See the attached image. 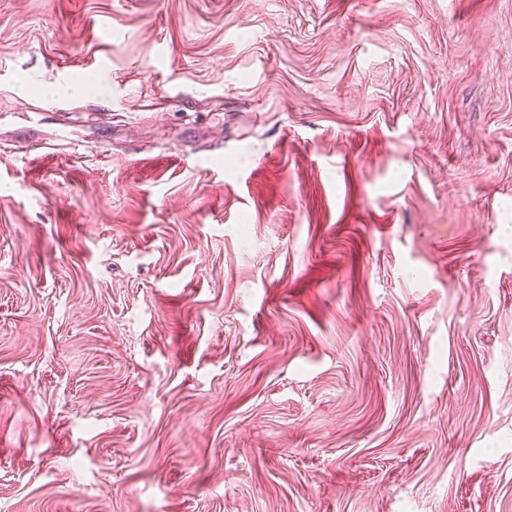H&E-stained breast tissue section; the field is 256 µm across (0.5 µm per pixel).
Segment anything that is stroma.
Returning a JSON list of instances; mask_svg holds the SVG:
<instances>
[{"mask_svg":"<svg viewBox=\"0 0 512 512\" xmlns=\"http://www.w3.org/2000/svg\"><path fill=\"white\" fill-rule=\"evenodd\" d=\"M0 512H512V0H0Z\"/></svg>","mask_w":512,"mask_h":512,"instance_id":"obj_1","label":"stroma"}]
</instances>
